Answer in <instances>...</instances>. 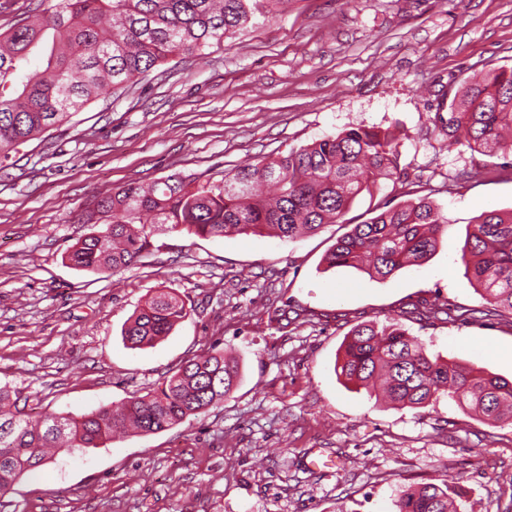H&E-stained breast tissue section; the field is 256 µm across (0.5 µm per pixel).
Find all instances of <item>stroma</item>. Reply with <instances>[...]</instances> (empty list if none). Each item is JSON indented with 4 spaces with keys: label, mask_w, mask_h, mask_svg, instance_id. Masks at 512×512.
Instances as JSON below:
<instances>
[{
    "label": "stroma",
    "mask_w": 512,
    "mask_h": 512,
    "mask_svg": "<svg viewBox=\"0 0 512 512\" xmlns=\"http://www.w3.org/2000/svg\"><path fill=\"white\" fill-rule=\"evenodd\" d=\"M490 67H512V0H287L24 145L0 168V388L25 414L75 417L145 395L213 345L238 358L241 381L167 430L57 450L0 512H396L400 491L427 482L454 488L462 512H504L511 424L445 396L394 407L334 371L354 326L393 319L432 355L512 380V319L482 315L461 261L477 216L512 209V166L433 124L449 90ZM356 127L400 129L403 180L359 198L347 223L293 240L160 234L115 275L62 260L105 192L171 174L218 181ZM408 191L449 221L428 262L384 279L326 268L336 238ZM162 289L186 318L127 348L125 322ZM431 302L450 317L422 318ZM316 451L335 467L310 469Z\"/></svg>",
    "instance_id": "obj_1"
}]
</instances>
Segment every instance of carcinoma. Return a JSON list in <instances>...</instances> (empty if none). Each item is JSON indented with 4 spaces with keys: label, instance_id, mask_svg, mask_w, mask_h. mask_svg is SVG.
Segmentation results:
<instances>
[{
    "label": "carcinoma",
    "instance_id": "obj_1",
    "mask_svg": "<svg viewBox=\"0 0 512 512\" xmlns=\"http://www.w3.org/2000/svg\"><path fill=\"white\" fill-rule=\"evenodd\" d=\"M281 0H57L0 33V160L38 135L70 122L92 100L120 95L171 56H200L224 38L277 10ZM42 65L23 72L34 48ZM435 127L454 143L512 156V69L491 68L465 78L448 116ZM395 132L351 128L238 167L219 182L170 175L150 185L129 184L101 197L85 224L102 225L79 237L64 254L76 269L117 274L139 261L152 238L167 232L198 237L272 234L292 239L325 224H344L358 196L381 180L400 179ZM448 230V218L426 197L409 199L355 224L326 252L327 266L351 267L384 279L427 262ZM461 260L481 291L487 316L512 317V210L486 211L467 232ZM187 315L185 303L159 292L124 324L132 348L153 346ZM337 376L380 383L391 402L421 408L442 397L470 398L468 407L497 419L512 410V381L473 363H449L428 353L397 323L354 327L341 345ZM239 382L238 363L215 346L187 360L161 386L79 417L31 418L12 411L16 401L0 389V493L24 473L47 465L51 448H97L118 429L157 433L228 396ZM447 483L404 490L397 512H459Z\"/></svg>",
    "mask_w": 512,
    "mask_h": 512
}]
</instances>
